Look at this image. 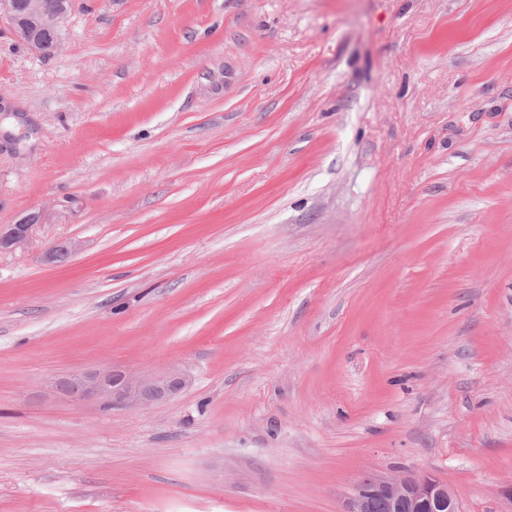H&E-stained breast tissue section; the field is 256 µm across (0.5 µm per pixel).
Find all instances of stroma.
<instances>
[{
  "label": "stroma",
  "instance_id": "35a3bbf8",
  "mask_svg": "<svg viewBox=\"0 0 512 512\" xmlns=\"http://www.w3.org/2000/svg\"><path fill=\"white\" fill-rule=\"evenodd\" d=\"M0 105V512H512V0H78ZM43 211L31 212L22 217L6 232H0V250L16 249L26 245L34 224L40 223ZM189 379L173 369L151 377L123 376L96 369L60 381L57 389L77 398H98L127 407H149L183 390ZM458 512V499L448 485L428 475H368L350 488L343 512Z\"/></svg>",
  "mask_w": 512,
  "mask_h": 512
}]
</instances>
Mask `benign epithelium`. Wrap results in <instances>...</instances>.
<instances>
[{
  "mask_svg": "<svg viewBox=\"0 0 512 512\" xmlns=\"http://www.w3.org/2000/svg\"><path fill=\"white\" fill-rule=\"evenodd\" d=\"M73 0H63L53 11L44 0H0V15L6 17L29 51L45 54V41L58 51L63 44V23ZM43 212H31L5 232H0V250L26 245L32 227L40 223ZM189 379L173 369L151 377L123 376L110 368L96 369L60 381L57 389L77 398H98L127 407H149L183 390ZM459 512L458 499L448 485L428 475L391 477L368 475L350 488L343 512Z\"/></svg>",
  "mask_w": 512,
  "mask_h": 512,
  "instance_id": "obj_1",
  "label": "benign epithelium"
}]
</instances>
